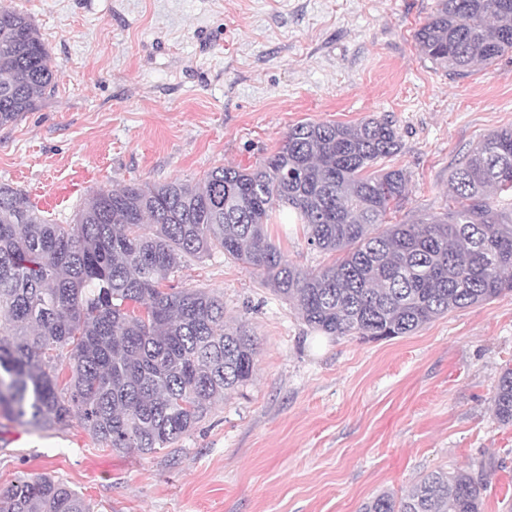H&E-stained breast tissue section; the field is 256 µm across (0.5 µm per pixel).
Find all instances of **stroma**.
I'll return each instance as SVG.
<instances>
[{
	"mask_svg": "<svg viewBox=\"0 0 512 512\" xmlns=\"http://www.w3.org/2000/svg\"><path fill=\"white\" fill-rule=\"evenodd\" d=\"M436 5L0 0L31 19L58 72L34 112L0 127V182L67 224L102 188L255 166L300 122L386 118L401 148L380 166L409 179L387 223L444 213L458 160L512 128V54L463 77L435 68L414 33ZM268 234L297 266L333 262L302 225ZM168 283L223 297L225 318L256 339L252 382L153 454L105 448L76 421L33 431L0 418V488L50 475L92 512H358L424 473L467 468L483 474V512H512V426L489 403L512 368V293L363 342L310 329L218 251Z\"/></svg>",
	"mask_w": 512,
	"mask_h": 512,
	"instance_id": "35a3bbf8",
	"label": "stroma"
}]
</instances>
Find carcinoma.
Listing matches in <instances>:
<instances>
[{
    "mask_svg": "<svg viewBox=\"0 0 512 512\" xmlns=\"http://www.w3.org/2000/svg\"><path fill=\"white\" fill-rule=\"evenodd\" d=\"M424 57L457 76L512 53V0H438L416 32ZM31 21L0 7V126L37 109L54 80ZM401 147L393 122H306L254 168L100 189L57 224L0 183V416L36 430L78 420L97 443L142 454L194 430L212 400L245 386L256 344L224 322V300L167 288L187 258L214 250L256 270L328 336L409 335L454 309L512 292V128L481 140L449 177L454 206L387 224L406 198L402 169H374ZM290 209L325 267L288 263L267 234ZM512 425V369L490 397ZM481 475L432 471L407 493L383 491L359 512H482ZM0 512H89L47 475L0 491Z\"/></svg>",
    "mask_w": 512,
    "mask_h": 512,
    "instance_id": "1",
    "label": "carcinoma"
}]
</instances>
